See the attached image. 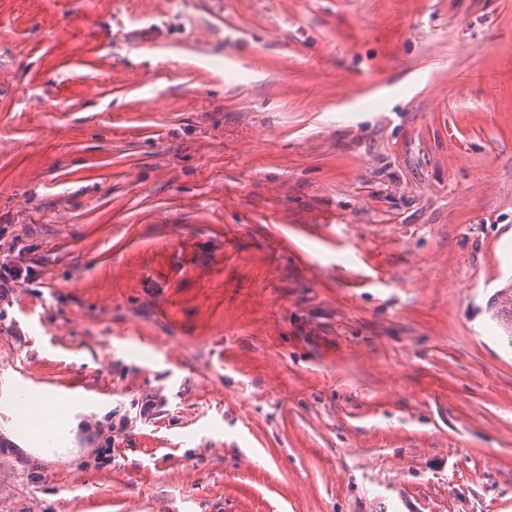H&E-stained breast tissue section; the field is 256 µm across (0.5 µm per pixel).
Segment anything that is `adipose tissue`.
I'll use <instances>...</instances> for the list:
<instances>
[{
	"label": "adipose tissue",
	"mask_w": 512,
	"mask_h": 512,
	"mask_svg": "<svg viewBox=\"0 0 512 512\" xmlns=\"http://www.w3.org/2000/svg\"><path fill=\"white\" fill-rule=\"evenodd\" d=\"M83 409L80 401L58 403L54 393L45 386L35 387L13 416L11 425L28 429L30 435L24 443L25 450L45 453L42 444L43 434L60 431L69 434L77 426L76 415Z\"/></svg>",
	"instance_id": "1"
}]
</instances>
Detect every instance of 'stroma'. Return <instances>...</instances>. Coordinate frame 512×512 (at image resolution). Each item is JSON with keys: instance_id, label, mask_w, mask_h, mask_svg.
I'll list each match as a JSON object with an SVG mask.
<instances>
[{"instance_id": "obj_1", "label": "stroma", "mask_w": 512, "mask_h": 512, "mask_svg": "<svg viewBox=\"0 0 512 512\" xmlns=\"http://www.w3.org/2000/svg\"><path fill=\"white\" fill-rule=\"evenodd\" d=\"M4 258L0 512H512V0H0ZM32 273L33 267L31 266L22 268L12 262L2 263L0 266V296L28 282ZM58 400L54 393L45 386H35L32 394L24 400L22 406L12 417V428H26L29 437L24 442L23 449L39 454H54L60 458L73 456L77 448H71L70 430H75L78 420L76 414L83 411V403L78 400L61 402L58 413L52 416L51 407ZM59 429L63 435L64 444L57 448H46L42 444V434ZM36 433V434H35Z\"/></svg>"}]
</instances>
